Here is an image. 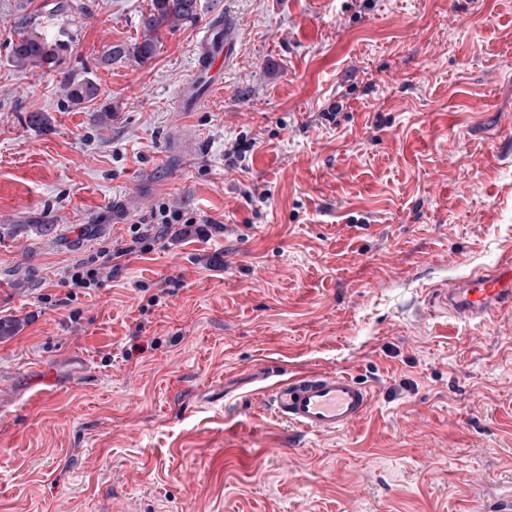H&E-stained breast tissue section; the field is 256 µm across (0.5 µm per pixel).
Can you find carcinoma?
<instances>
[{
  "mask_svg": "<svg viewBox=\"0 0 512 512\" xmlns=\"http://www.w3.org/2000/svg\"><path fill=\"white\" fill-rule=\"evenodd\" d=\"M197 0H151V8L142 15L141 40L132 46L114 45L106 53L110 60L133 57L140 63L151 59L157 52L163 30L176 27L196 18ZM11 60L14 66L29 67L53 66L58 61L54 46L35 31H21L11 45ZM66 97L80 104L97 96V86L86 79L67 77L62 83Z\"/></svg>",
  "mask_w": 512,
  "mask_h": 512,
  "instance_id": "1",
  "label": "carcinoma"
}]
</instances>
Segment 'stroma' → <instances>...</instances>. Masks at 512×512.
I'll return each mask as SVG.
<instances>
[{
	"label": "stroma",
	"instance_id": "obj_1",
	"mask_svg": "<svg viewBox=\"0 0 512 512\" xmlns=\"http://www.w3.org/2000/svg\"><path fill=\"white\" fill-rule=\"evenodd\" d=\"M149 6L0 0V512H493L512 314L466 325L438 295L512 245V0H197L152 59L104 63ZM224 18V88L178 111ZM24 26L57 65L14 66ZM162 203L189 225L68 290ZM45 365L60 387L28 405ZM310 367L352 371L369 414L272 417L260 388ZM62 88L66 97L77 104L91 101L97 96V86L86 79L76 80L73 77H66Z\"/></svg>",
	"mask_w": 512,
	"mask_h": 512
}]
</instances>
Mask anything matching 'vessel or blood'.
<instances>
[{"label":"vessel or blood","instance_id":"obj_1","mask_svg":"<svg viewBox=\"0 0 512 512\" xmlns=\"http://www.w3.org/2000/svg\"><path fill=\"white\" fill-rule=\"evenodd\" d=\"M238 48L234 26L204 30L194 57V78L179 90L182 111H195L207 93L223 88L224 66ZM442 302L466 322L482 323L511 311L512 253L499 259L491 273L460 278L443 293ZM265 397L273 416L311 435L349 430L372 405L370 390L345 370L302 372L268 386Z\"/></svg>","mask_w":512,"mask_h":512}]
</instances>
